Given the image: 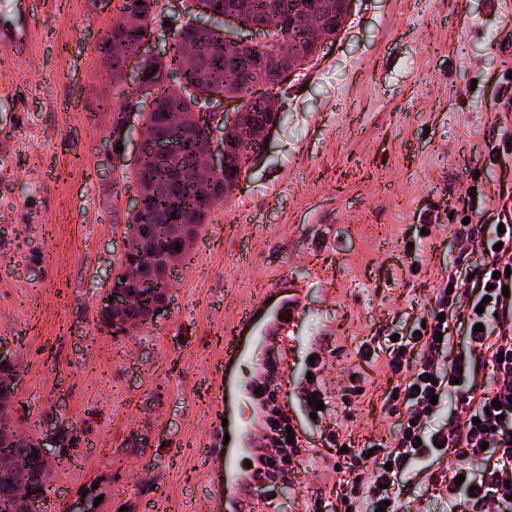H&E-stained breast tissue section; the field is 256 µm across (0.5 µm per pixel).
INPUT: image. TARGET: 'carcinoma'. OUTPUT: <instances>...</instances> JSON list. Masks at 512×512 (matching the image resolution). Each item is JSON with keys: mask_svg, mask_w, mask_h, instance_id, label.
Listing matches in <instances>:
<instances>
[{"mask_svg": "<svg viewBox=\"0 0 512 512\" xmlns=\"http://www.w3.org/2000/svg\"><path fill=\"white\" fill-rule=\"evenodd\" d=\"M330 10L323 15L322 26L329 34H336L345 23L348 15L346 0H331ZM314 0H211L212 14L219 18L229 11L246 8L261 18L269 9H275L285 16L287 26L291 27L288 38V52L283 64L301 66L317 51L314 44L303 37L305 20ZM153 0H122V10L131 17L132 25L115 24L103 32L97 43L98 56L111 60L112 76H119L124 60L114 54V44L119 41L130 47L142 34L138 24L140 19H154ZM189 47L193 58L182 68V81L186 86L210 85L219 90L231 89L245 97L243 107L249 109L252 121L256 125L269 122L277 123L280 114L268 112L263 102L247 95V89L255 84L275 89L278 85L277 73L263 66L256 53L252 51L233 52L224 44V32L213 29L208 38L202 39L193 26H188L179 34L174 55L164 61L148 63L147 72L173 64L178 59L180 49ZM147 95L151 96L153 109L146 116L152 127V142L175 140L176 149L166 157L154 152L150 146L143 150L142 164L135 174L127 178L134 179L144 192V204L136 215H126V224L139 226L141 236L147 238L153 246V256L144 257L138 247H133L129 258H121L120 266L132 263L134 291L138 300L107 316L100 313V324L116 334L131 328H139L150 322L153 306L166 299V258L175 252L180 244L178 225L187 217L192 223L184 224V233L195 236L201 231V224L208 220V214L214 206L207 205L198 194L194 181L198 163L199 145L211 133L209 127L189 124L179 130L171 125V114L176 109L188 110L196 102L190 91L177 98L171 89L161 82L146 79ZM253 141L243 131L231 130L224 133L225 165L215 182L227 186L234 181L248 164V154L252 152ZM41 453L39 439L27 435H17L10 427L0 428V456L23 459L30 468L38 467ZM18 482L15 472L0 467V512H17Z\"/></svg>", "mask_w": 512, "mask_h": 512, "instance_id": "cac0c4a2", "label": "carcinoma"}]
</instances>
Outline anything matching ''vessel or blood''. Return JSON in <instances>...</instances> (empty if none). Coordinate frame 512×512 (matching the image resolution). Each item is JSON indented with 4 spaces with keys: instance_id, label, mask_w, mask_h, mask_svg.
Masks as SVG:
<instances>
[{
    "instance_id": "b4317fda",
    "label": "vessel or blood",
    "mask_w": 512,
    "mask_h": 512,
    "mask_svg": "<svg viewBox=\"0 0 512 512\" xmlns=\"http://www.w3.org/2000/svg\"><path fill=\"white\" fill-rule=\"evenodd\" d=\"M33 40L34 28L28 18L17 17L0 26V48L28 46ZM269 298V291H262L258 304L245 307L224 336V398L218 415L228 421L229 442L219 451L224 459L225 512H236L241 501L258 496L281 469L276 456H261L259 449L250 445L256 428L253 405L267 400L270 391L259 388L252 376L243 373L244 365L260 361L274 339H287L288 323L299 309L297 298L275 306L270 305Z\"/></svg>"
}]
</instances>
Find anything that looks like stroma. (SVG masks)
I'll return each instance as SVG.
<instances>
[{"label":"stroma","instance_id":"35a3bbf8","mask_svg":"<svg viewBox=\"0 0 512 512\" xmlns=\"http://www.w3.org/2000/svg\"><path fill=\"white\" fill-rule=\"evenodd\" d=\"M118 0H0L35 46L0 57V350L13 430L74 429L41 512H213L224 485L213 407L224 332L259 290L299 294L281 378L303 453L266 512H344L358 470L329 447L392 443L384 345L429 321L457 257L453 230L512 224V0H354L280 94L281 121L240 187L175 263L163 316L110 335L98 316L136 186L142 136L112 137L129 84L96 44ZM319 390L324 410L312 412ZM451 454L398 481L407 512H448Z\"/></svg>","mask_w":512,"mask_h":512}]
</instances>
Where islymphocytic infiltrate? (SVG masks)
<instances>
[{
	"label": "lymphocytic infiltrate",
	"mask_w": 512,
	"mask_h": 512,
	"mask_svg": "<svg viewBox=\"0 0 512 512\" xmlns=\"http://www.w3.org/2000/svg\"><path fill=\"white\" fill-rule=\"evenodd\" d=\"M455 237L460 258L480 254L482 268L463 293L455 289L456 271H449L434 298V320L411 340L390 344L387 366L399 377L395 391L405 397V413L392 445L374 448L381 462L356 479L346 512H359L366 502L376 512H397L394 486L405 460L419 457L437 441L459 457L495 456L492 465L466 474L463 483H449V490L461 492L451 512H512V305L503 294L504 287H512V277L505 275L512 267V224H461ZM463 306L469 310V345L453 355L447 342L437 339L439 325L456 318ZM487 352L493 357L487 390L478 400L461 399L458 418L433 427L441 406L431 403V396L440 400L451 392L453 380H469L477 359Z\"/></svg>",
	"instance_id": "obj_1"
}]
</instances>
